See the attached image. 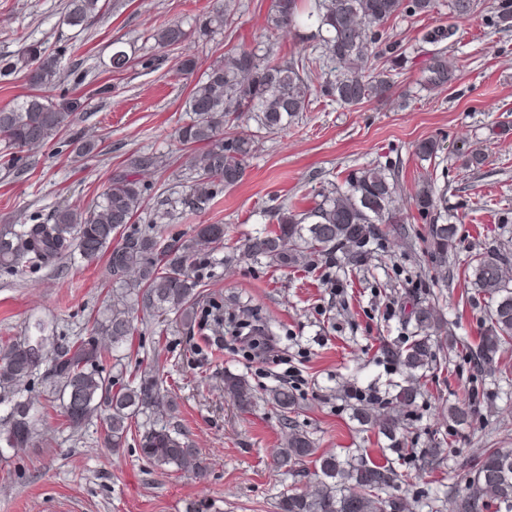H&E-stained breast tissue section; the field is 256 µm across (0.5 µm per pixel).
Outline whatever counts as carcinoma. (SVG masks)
<instances>
[{
	"label": "carcinoma",
	"instance_id": "carcinoma-1",
	"mask_svg": "<svg viewBox=\"0 0 512 512\" xmlns=\"http://www.w3.org/2000/svg\"><path fill=\"white\" fill-rule=\"evenodd\" d=\"M101 0H67L66 18L81 26L97 16ZM436 0H273L266 18L270 32L312 30L309 38L322 47L316 57L303 56L288 64H274L252 50L240 49L224 55L195 81L185 101L190 122L177 130L180 144L194 150L191 176L182 193L169 196L155 206L149 223L136 225L143 210L146 186L142 175L165 168L155 155H136L108 179L97 202L88 209L64 206L55 209L44 222L20 224L0 231L1 268L48 267L67 253L78 250L89 262L107 258V268L120 289L112 294V305L95 321L94 332L107 336L110 347L95 340L67 344L51 341L45 323L25 327V335L0 345V404L8 403L4 426L0 427V455L6 449L28 446L35 433L31 402L19 386L42 366L58 384V399L68 424L77 429L98 417L104 425V440L117 450L132 426L143 414L162 417L173 403L164 394L153 367L140 371L135 382L116 387L103 370L109 351H117L134 336L133 310L139 308L154 319L176 314L186 322L195 320L191 305L199 295L201 272L212 253L224 246V225L198 224L188 241L163 237L160 224L177 216L202 213L212 208L224 189L242 180L253 157L259 134H230L245 112L260 113L259 130L274 134L288 129L300 113L307 111L314 74L328 70L331 79L323 92L341 107L360 106L383 98L391 89L392 72L403 68L399 46L387 39L389 21L403 15L427 16ZM489 21L499 29L512 28V0H495ZM232 23L231 9L216 3L194 28L202 40L212 38ZM455 35L453 25L427 28L422 42L437 47L427 65V83L437 88L455 79L456 66L445 55ZM186 32L178 23L154 30L159 48L182 42ZM64 50L49 52L38 43L21 47L14 58H0V78L24 73L33 93L20 102L0 107V165L17 164L16 152L44 146L72 126L76 113L83 111L81 99L66 93L55 99L40 94L55 89L62 81L60 60ZM157 58L143 54L132 60L125 52L112 55V67L123 69L133 63L152 70ZM320 200L303 212L277 209L276 223L262 235L235 246L238 260L265 259L277 267L326 266L358 268L365 265L373 247L385 236L383 224H402L405 218L395 204L394 179L387 166L369 165L348 172L344 184L322 185ZM445 194L431 186L414 196V219L427 225L419 236L422 253L439 274L446 272L448 251L453 247L455 227L441 224ZM512 265V253L491 249L478 255L471 267L472 284L489 303L486 327L476 344L475 357L482 370L498 371L499 356L512 349V281L504 269ZM414 322L410 342L403 349L388 344L381 354L393 358L406 370L405 383L395 385V401L412 405L425 385L419 373L437 359L431 333L438 318L432 305L409 293ZM224 397L244 414L263 403L280 418L283 443L276 452L277 466L309 463L313 466L304 490L281 495L278 512H416L433 504L387 491L403 475L389 461L355 459L331 452H318L310 435L292 425L290 414L298 407V396L282 384L258 395L242 375L224 374ZM357 420L402 448L397 433L404 421L398 412L378 414L369 406L356 410ZM141 455L158 467L201 474L205 462L198 450L176 429L156 424L140 438ZM512 512V450L492 448L473 467L462 488L448 491L444 512Z\"/></svg>",
	"mask_w": 512,
	"mask_h": 512
}]
</instances>
